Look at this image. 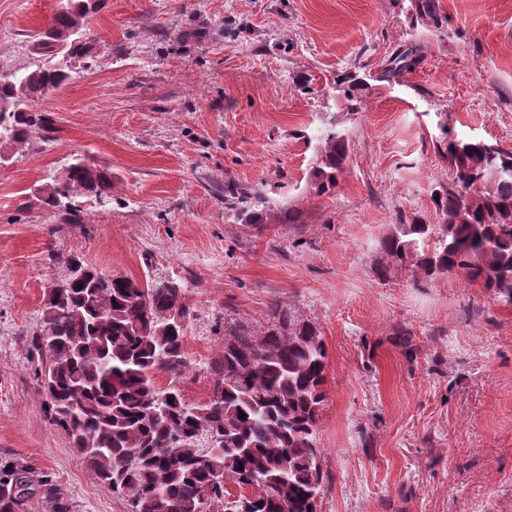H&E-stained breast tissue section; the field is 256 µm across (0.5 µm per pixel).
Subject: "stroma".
<instances>
[{
    "label": "stroma",
    "instance_id": "obj_1",
    "mask_svg": "<svg viewBox=\"0 0 512 512\" xmlns=\"http://www.w3.org/2000/svg\"><path fill=\"white\" fill-rule=\"evenodd\" d=\"M103 0L75 75L39 102L46 136L0 169V459L50 475L71 512H128L39 392L47 288L89 265L181 283L188 401L206 398L228 321L272 301L328 353L321 512H512V307L463 276L392 266L398 219L438 223L442 134L512 147V0ZM56 0H0V69L34 68ZM412 70L386 77L399 51ZM365 78L357 105L337 82ZM351 142L333 193L311 186L318 132ZM112 172V203L64 223L30 204L72 154ZM262 189L240 223L225 184Z\"/></svg>",
    "mask_w": 512,
    "mask_h": 512
}]
</instances>
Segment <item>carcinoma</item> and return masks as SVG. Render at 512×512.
I'll list each match as a JSON object with an SVG mask.
<instances>
[{
	"label": "carcinoma",
	"instance_id": "obj_1",
	"mask_svg": "<svg viewBox=\"0 0 512 512\" xmlns=\"http://www.w3.org/2000/svg\"><path fill=\"white\" fill-rule=\"evenodd\" d=\"M89 10L90 0H68L31 43L44 63L0 70V151L30 144L49 124L33 104L72 78L53 59L83 58ZM320 142L311 181L322 195L336 188L350 142L335 125ZM444 147L453 174L434 198L441 223L401 219L382 252L426 277L461 273L512 306V150L479 138ZM38 191L43 207L77 224L83 200L112 201V171L75 156ZM224 197L241 223H262L261 190L227 184ZM73 266L86 280L46 300L33 338L47 357L45 412L100 481L127 497L129 512H198L207 490L211 512H320L317 426L328 355L313 322L276 300L261 331L225 325L223 350L209 365L211 391L190 403L178 386L185 328L169 317L174 309L189 315L181 285L124 275L101 282L78 255L67 260ZM162 372L174 375L164 388L156 383ZM212 434L220 446H209ZM218 475L225 486L212 483ZM228 483L248 493L233 497ZM36 498L46 512H70L49 476L0 461V512H28Z\"/></svg>",
	"mask_w": 512,
	"mask_h": 512
}]
</instances>
